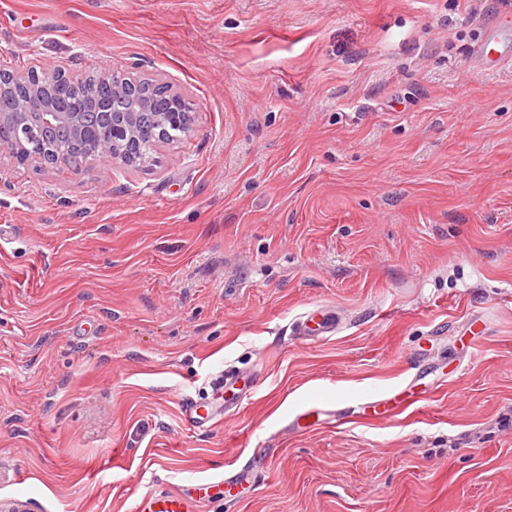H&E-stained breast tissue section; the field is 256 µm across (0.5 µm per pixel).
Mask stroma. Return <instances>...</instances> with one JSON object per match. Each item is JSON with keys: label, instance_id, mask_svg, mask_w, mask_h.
Wrapping results in <instances>:
<instances>
[{"label": "stroma", "instance_id": "1", "mask_svg": "<svg viewBox=\"0 0 512 512\" xmlns=\"http://www.w3.org/2000/svg\"><path fill=\"white\" fill-rule=\"evenodd\" d=\"M503 0H0V55L170 81L154 162L0 161V501L131 512L254 450L234 512H512V65ZM320 305L341 331L304 344ZM484 333L470 341L471 318ZM387 420L288 436L395 386ZM255 371L202 432L182 402ZM339 317L325 307H315L301 313L292 323L293 336L301 342H317L339 333ZM352 408L355 407L338 400L310 399L288 413L282 430L290 434L301 433L320 422L336 420V413Z\"/></svg>", "mask_w": 512, "mask_h": 512}]
</instances>
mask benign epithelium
Returning a JSON list of instances; mask_svg holds the SVG:
<instances>
[{"label":"benign epithelium","mask_w":512,"mask_h":512,"mask_svg":"<svg viewBox=\"0 0 512 512\" xmlns=\"http://www.w3.org/2000/svg\"><path fill=\"white\" fill-rule=\"evenodd\" d=\"M66 77L72 90L79 95L94 98L96 87L87 85L82 78L53 64L38 63L25 70L0 67V131L6 137L0 140V151L14 159L28 157V162L45 170H59L73 166L64 154L45 155L36 151V145L47 140L59 129L66 130L79 142L87 128V115L84 112H71L62 109L52 98V90L59 78ZM148 106L140 101L128 112L119 113L112 120L109 136L96 143L91 149L88 164L109 157L111 163L126 167L138 164L131 152V144L139 134V111ZM193 111L177 109L158 114L157 123L161 129L177 126L188 137L194 131Z\"/></svg>","instance_id":"benign-epithelium-1"}]
</instances>
